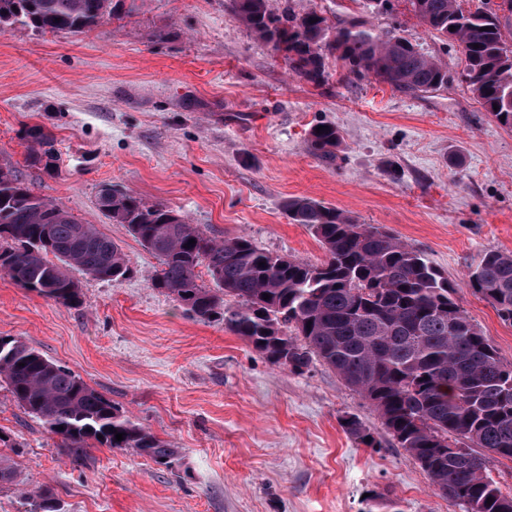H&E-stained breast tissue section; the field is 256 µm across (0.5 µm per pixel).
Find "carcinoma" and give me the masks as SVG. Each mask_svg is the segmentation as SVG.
<instances>
[{
    "mask_svg": "<svg viewBox=\"0 0 512 512\" xmlns=\"http://www.w3.org/2000/svg\"><path fill=\"white\" fill-rule=\"evenodd\" d=\"M352 2L365 14L392 9V0ZM233 3L237 19L311 84L329 80L331 57L345 83L372 77L410 95L448 85L442 63L395 27L377 31L359 18L332 26L321 9L276 14L267 0ZM407 3L426 30L458 45L470 91L511 129L512 50L502 15H512V0L494 6L482 0L473 10L459 0ZM114 11L113 0H0V24L73 34L112 20ZM25 134L30 163L54 174L52 134L40 125ZM340 146L335 125L311 130L309 150L319 161L336 163ZM97 207L159 258L152 287L190 317L224 323L270 363L293 373L321 361L369 402L440 495L466 512H512V493L502 491L477 452L512 460V364L498 358L456 302L454 285L420 251L380 226L360 224L306 196L290 197L283 207L321 243L324 259L318 264L270 253L244 235L217 240L166 206L112 186L100 191ZM202 264L211 287L198 283ZM70 269L112 282L130 273L121 247L96 225L77 221L0 166V273L73 307L80 288ZM466 277L473 292L512 324V252L485 251ZM0 380L77 458L94 441L131 449L169 469L178 461L177 449L20 338L0 336ZM343 426L357 444L378 445L358 417H346ZM118 433L123 440H116ZM452 446L466 453L448 451ZM27 499V512H61L49 490Z\"/></svg>",
    "mask_w": 512,
    "mask_h": 512,
    "instance_id": "carcinoma-1",
    "label": "carcinoma"
}]
</instances>
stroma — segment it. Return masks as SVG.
I'll return each instance as SVG.
<instances>
[{
    "instance_id": "obj_1",
    "label": "stroma",
    "mask_w": 512,
    "mask_h": 512,
    "mask_svg": "<svg viewBox=\"0 0 512 512\" xmlns=\"http://www.w3.org/2000/svg\"><path fill=\"white\" fill-rule=\"evenodd\" d=\"M372 24L401 26L447 64V88L314 87L236 19L233 0H119L111 22L76 36L0 27V165L96 225L132 270L119 282L74 272L73 308L0 274V336L70 369L180 454L171 470L100 445L73 457L0 382V434L17 443V482L0 486V512H25L27 495L46 487L63 512H463L336 372L271 364L152 288L158 259L96 207L112 185L209 236L245 235L317 264L320 244L283 203L336 206L423 252L511 364L512 325L466 273L485 250L512 252V130L471 93L459 47L428 32L406 0ZM323 122L342 137L333 165L308 151L309 130ZM35 124L55 136L54 176L28 161ZM349 415L377 447L346 434Z\"/></svg>"
}]
</instances>
